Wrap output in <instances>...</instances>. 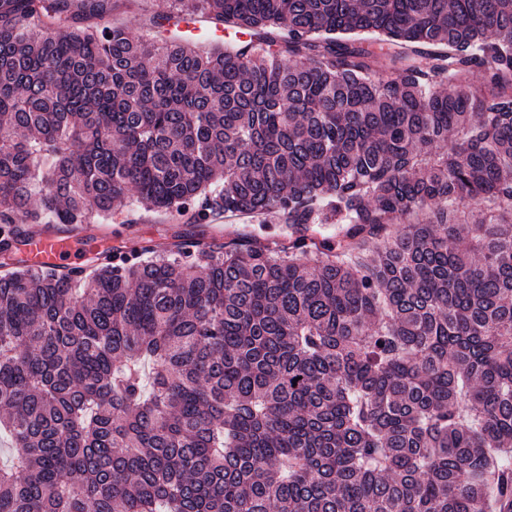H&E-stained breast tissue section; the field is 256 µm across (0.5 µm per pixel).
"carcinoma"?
Returning <instances> with one entry per match:
<instances>
[{
	"mask_svg": "<svg viewBox=\"0 0 512 512\" xmlns=\"http://www.w3.org/2000/svg\"><path fill=\"white\" fill-rule=\"evenodd\" d=\"M114 6L0 0V237L291 235L0 245V512H512V0H171L251 36L206 51ZM135 196H126L118 199L112 207V217L108 224L102 225L97 235L103 239H112L113 224H124L129 226L126 230L127 236L124 235V242L127 246H131L132 242L140 240V238L151 239L152 245L158 252H165L171 242L170 225L182 224L173 223L167 219L166 215L155 211H148L142 205L135 203ZM124 227V228H125ZM124 228L121 230L124 232ZM115 233V232H114ZM264 219L259 217H232L221 219L220 224H214L211 228H205L210 236H218L224 242L233 238L248 236L280 235L288 237V225L286 224H260ZM81 237L78 232L64 229H55L49 234H30L24 247L30 265L52 269L59 274H74L83 266L75 257Z\"/></svg>",
	"mask_w": 512,
	"mask_h": 512,
	"instance_id": "obj_1",
	"label": "carcinoma"
}]
</instances>
